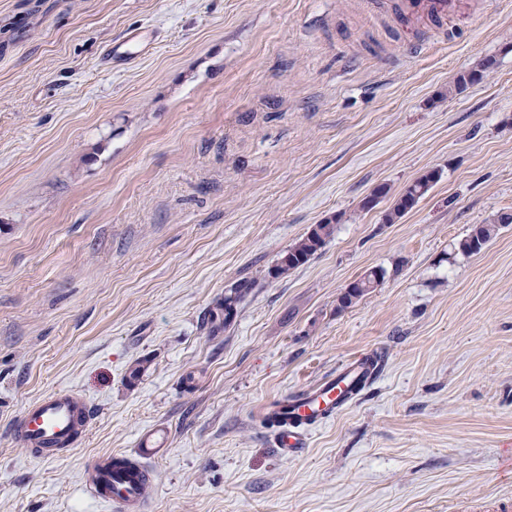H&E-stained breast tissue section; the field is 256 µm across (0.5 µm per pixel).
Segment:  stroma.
<instances>
[{"label":"stroma","mask_w":512,"mask_h":512,"mask_svg":"<svg viewBox=\"0 0 512 512\" xmlns=\"http://www.w3.org/2000/svg\"><path fill=\"white\" fill-rule=\"evenodd\" d=\"M485 57L493 71L449 93ZM499 212L512 0H466L443 29L381 0H0V512H108L81 472L114 452L149 467L147 512H500L512 224L458 249ZM330 218L305 265L265 278ZM372 268L378 288L337 311ZM242 279L237 319L209 335ZM372 352L373 383L283 456L263 404ZM71 389L94 420L33 459L9 426ZM440 178L441 172L433 169L405 186L396 199L393 209L386 214V221L388 223H394L396 219L413 209L419 200ZM504 224H512L511 212H499L492 215L484 224L477 225L471 234L459 243L460 251L465 254L479 253ZM384 276V269L372 268L366 271L359 278L367 277L368 282H373L374 280H377L376 286L370 288L366 286V282L363 280L360 281V283L357 282L356 284H354V282L352 281L349 284H347L336 299V309L338 311H343L351 307L352 305L356 304L360 299L369 294L373 290V288H377L380 285L381 280L384 279ZM254 284L255 281L253 280H241L225 288L224 297L204 314L203 325L209 333H219L234 323L238 316L240 304L254 287Z\"/></svg>","instance_id":"35a3bbf8"}]
</instances>
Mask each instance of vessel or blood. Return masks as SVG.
Wrapping results in <instances>:
<instances>
[{
    "label": "vessel or blood",
    "mask_w": 512,
    "mask_h": 512,
    "mask_svg": "<svg viewBox=\"0 0 512 512\" xmlns=\"http://www.w3.org/2000/svg\"><path fill=\"white\" fill-rule=\"evenodd\" d=\"M463 3L464 0H398L407 19L437 22L447 20ZM364 371L361 359L349 360L315 386L269 404V411L289 416L287 425L277 433L282 454L299 451L304 441L303 426L329 421L349 404L350 388ZM91 419L92 410L85 395L74 390L54 392L23 411L12 424V435L15 443L34 458L50 460L73 446ZM83 484L91 497L113 507L115 512H143L148 478L129 467L116 468L112 456L90 461L83 471Z\"/></svg>",
    "instance_id": "b4317fda"
}]
</instances>
